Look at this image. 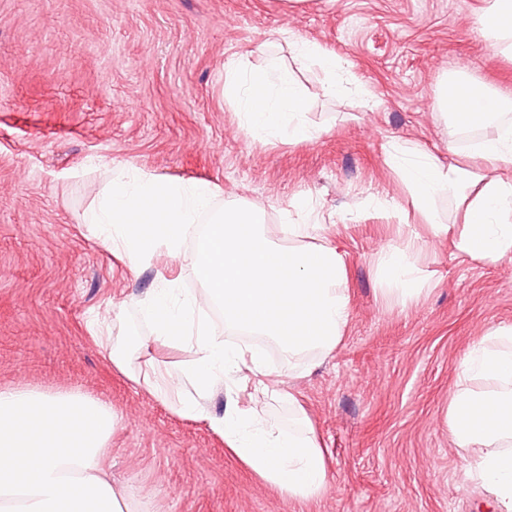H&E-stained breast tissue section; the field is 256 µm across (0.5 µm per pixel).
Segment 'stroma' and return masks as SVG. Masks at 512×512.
<instances>
[{"label":"stroma","instance_id":"35a3bbf8","mask_svg":"<svg viewBox=\"0 0 512 512\" xmlns=\"http://www.w3.org/2000/svg\"><path fill=\"white\" fill-rule=\"evenodd\" d=\"M483 0H0V385L75 388L121 415L108 463L137 512H497L475 483L471 448L448 428L465 355L512 325V256L458 252L415 219L392 170L395 144L414 141L445 164L463 161L453 118L437 107L444 82L466 79L510 96L512 59L484 41ZM345 66L331 98L325 74L296 64L284 32ZM290 66L318 132L253 141L224 93L239 57ZM208 181L219 194L200 224L255 210L270 238L283 222L319 220L316 243L345 252L351 315L336 351L311 371L268 362L326 449L319 499L282 497L224 452L201 422L179 419L112 370L88 336V313L152 333L139 300L160 276L202 289L186 241L180 258L129 270L82 217L119 172ZM419 239L420 291L386 300L383 250Z\"/></svg>","mask_w":512,"mask_h":512}]
</instances>
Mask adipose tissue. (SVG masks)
Segmentation results:
<instances>
[{
	"label": "adipose tissue",
	"mask_w": 512,
	"mask_h": 512,
	"mask_svg": "<svg viewBox=\"0 0 512 512\" xmlns=\"http://www.w3.org/2000/svg\"><path fill=\"white\" fill-rule=\"evenodd\" d=\"M482 35L512 57V0H484ZM225 90L247 134L255 141L313 138L306 123L304 93L278 59L260 68L241 61L226 69ZM503 96L467 81L452 85L437 105L441 111L473 114L487 133L473 153L491 166L512 161V129L494 128ZM391 164L434 236L447 235L433 209L437 198H455L465 230L457 251L475 260L512 254V172L487 175L462 166H444L420 146L399 145ZM216 189L205 181L173 182L147 173L113 182L85 216L89 232L108 244L130 269L158 255L176 259L187 238L195 240L194 264L203 288L177 297L160 288L140 302L154 333L115 332L98 315L85 326L112 368L138 390L180 419L207 423L226 452L283 497L309 501L325 494L329 474L325 449L296 397L276 386L267 354L232 332H252L275 343L289 367L331 355L350 319L347 262L338 247H290L270 240L256 216L232 208L218 213L202 233L191 224ZM416 240L385 251L381 279L402 299L413 298L420 280ZM219 307L223 325L207 311ZM159 347L189 349L177 368L159 367L150 356ZM475 378L494 381L474 391ZM451 398L448 423L462 448L478 449L470 466L474 479L494 493L499 512H512V325L501 326L465 357ZM233 395L223 414L209 397L219 383ZM293 406L297 431L266 415L269 402ZM120 415L111 403L75 389L0 387V512H84L87 501L106 512H135L126 488L113 485L106 455Z\"/></svg>",
	"instance_id": "1"
}]
</instances>
